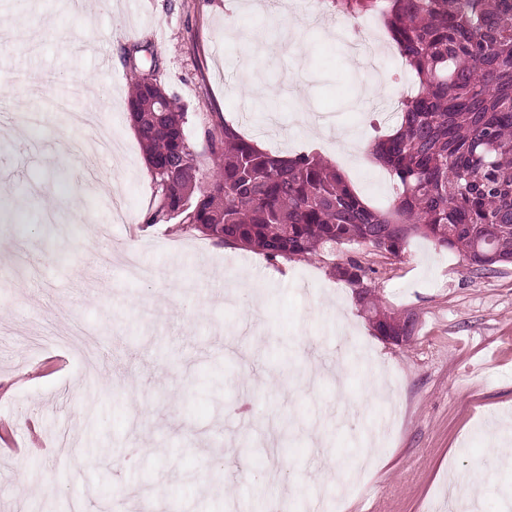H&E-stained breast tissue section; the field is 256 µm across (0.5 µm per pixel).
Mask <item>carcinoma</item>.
I'll list each match as a JSON object with an SVG mask.
<instances>
[{"label": "carcinoma", "mask_w": 512, "mask_h": 512, "mask_svg": "<svg viewBox=\"0 0 512 512\" xmlns=\"http://www.w3.org/2000/svg\"><path fill=\"white\" fill-rule=\"evenodd\" d=\"M336 14H381L417 91L400 101L393 132L370 154L396 180L386 209L368 205L318 154L258 149L227 121L204 129L207 151L186 132L187 113L151 59L128 97L154 188L146 223L179 220L270 260H304L355 243L402 254L420 237L462 253L476 272L512 259V0H329ZM353 284L361 262L333 265ZM358 304L377 336H411L367 291Z\"/></svg>", "instance_id": "1"}]
</instances>
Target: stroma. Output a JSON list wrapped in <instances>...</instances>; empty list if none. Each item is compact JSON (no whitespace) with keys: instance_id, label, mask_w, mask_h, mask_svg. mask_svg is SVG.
Returning a JSON list of instances; mask_svg holds the SVG:
<instances>
[{"instance_id":"1","label":"stroma","mask_w":512,"mask_h":512,"mask_svg":"<svg viewBox=\"0 0 512 512\" xmlns=\"http://www.w3.org/2000/svg\"><path fill=\"white\" fill-rule=\"evenodd\" d=\"M247 2L112 0L96 14L77 0H0V81L13 87L0 95V512H38L47 487L84 512L145 501L154 512H268L269 489L293 512H469L448 499L468 475L481 512H501L512 496V265L478 275L424 239L395 260L358 245L270 260L145 221L153 186L126 119L131 54L158 58L193 137L200 116L218 114L267 151L318 153L375 207L396 196L368 160L396 121L371 126L383 96L361 97L375 78L354 66L346 24L305 0L263 12ZM255 69L268 95L248 94ZM38 76L51 83L32 106ZM300 96L326 119L320 141L295 117ZM28 111L40 120L19 145L10 133ZM65 142L74 153L61 167ZM75 193L81 217L47 222ZM106 246L138 253L148 276L93 268ZM350 256L388 308L414 317L408 341L376 336L333 276ZM250 281L253 310L237 296ZM74 327L97 341L88 376L49 334ZM369 376L387 395L366 398ZM490 434L499 456L484 450ZM220 456L231 460L221 484L203 482Z\"/></svg>"}]
</instances>
